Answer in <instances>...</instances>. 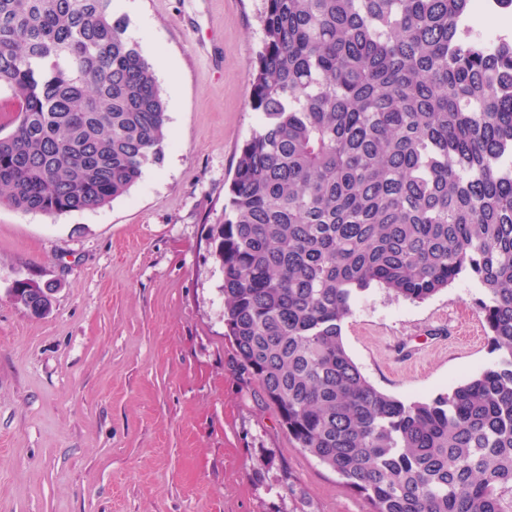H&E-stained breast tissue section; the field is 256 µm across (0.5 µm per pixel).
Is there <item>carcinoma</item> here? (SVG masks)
Returning a JSON list of instances; mask_svg holds the SVG:
<instances>
[{"label": "carcinoma", "mask_w": 512, "mask_h": 512, "mask_svg": "<svg viewBox=\"0 0 512 512\" xmlns=\"http://www.w3.org/2000/svg\"><path fill=\"white\" fill-rule=\"evenodd\" d=\"M473 0H261L258 127L205 240L224 335L297 447L367 512H512V37ZM0 204L60 215L163 160L168 115L114 0H0ZM461 278L497 362L428 400L372 385L342 329L376 284ZM49 282H16L28 307Z\"/></svg>", "instance_id": "carcinoma-1"}]
</instances>
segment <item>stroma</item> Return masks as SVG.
I'll use <instances>...</instances> for the list:
<instances>
[{"mask_svg":"<svg viewBox=\"0 0 512 512\" xmlns=\"http://www.w3.org/2000/svg\"><path fill=\"white\" fill-rule=\"evenodd\" d=\"M260 0H117L167 98L160 164L93 211L0 205V512H366L297 448L224 335L222 273L204 239L258 124L250 75ZM56 284L37 317L9 290ZM480 289L422 302L371 287L343 324L347 352L403 400L490 366ZM420 348L395 358L398 343Z\"/></svg>","mask_w":512,"mask_h":512,"instance_id":"obj_1","label":"stroma"}]
</instances>
